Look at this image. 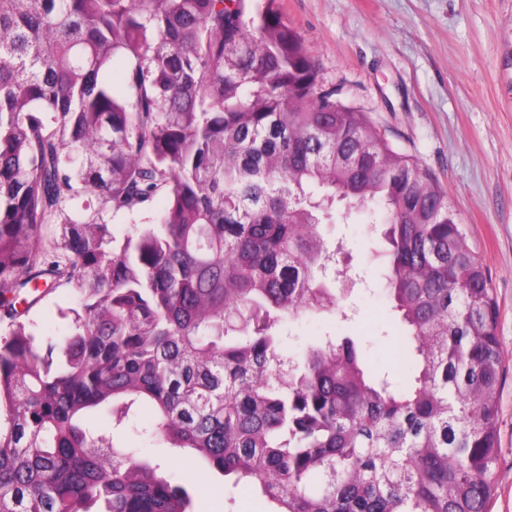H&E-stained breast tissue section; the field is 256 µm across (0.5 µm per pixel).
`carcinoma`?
Returning a JSON list of instances; mask_svg holds the SVG:
<instances>
[{
    "instance_id": "carcinoma-1",
    "label": "carcinoma",
    "mask_w": 512,
    "mask_h": 512,
    "mask_svg": "<svg viewBox=\"0 0 512 512\" xmlns=\"http://www.w3.org/2000/svg\"><path fill=\"white\" fill-rule=\"evenodd\" d=\"M320 82L277 0H0V512H190L92 424L143 406L272 512H488L486 268L432 175ZM159 198L115 237L108 213ZM338 201L383 226L396 376L349 337L282 347V321L336 308ZM58 288L42 338L27 316ZM70 302V293L67 289H59L48 296L42 304L30 313V319L38 324L39 329L47 333L63 331V322L57 314L58 306H67Z\"/></svg>"
}]
</instances>
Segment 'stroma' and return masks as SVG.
Segmentation results:
<instances>
[{"label": "stroma", "instance_id": "1", "mask_svg": "<svg viewBox=\"0 0 512 512\" xmlns=\"http://www.w3.org/2000/svg\"><path fill=\"white\" fill-rule=\"evenodd\" d=\"M336 99L365 112L396 149L428 170L485 264L499 306L505 352L499 397L501 453L491 512H512V0H279ZM377 239L366 210L340 214L326 237L351 256L341 313L284 323L286 353L315 337H356L379 370L398 364L400 329L369 250ZM113 442L175 473L193 512H271L248 485L204 478L187 451L133 427Z\"/></svg>", "mask_w": 512, "mask_h": 512}]
</instances>
